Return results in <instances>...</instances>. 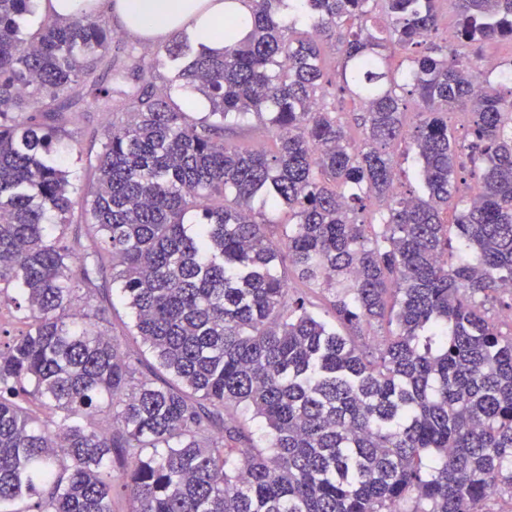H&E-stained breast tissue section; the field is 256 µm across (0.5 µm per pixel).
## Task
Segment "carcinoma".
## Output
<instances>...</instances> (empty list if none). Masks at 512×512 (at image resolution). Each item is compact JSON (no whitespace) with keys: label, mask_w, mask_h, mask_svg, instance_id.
<instances>
[{"label":"carcinoma","mask_w":512,"mask_h":512,"mask_svg":"<svg viewBox=\"0 0 512 512\" xmlns=\"http://www.w3.org/2000/svg\"><path fill=\"white\" fill-rule=\"evenodd\" d=\"M38 2L0 0V512H112L116 484L133 512H478L512 489V333L484 311L512 309V80L472 62L512 42V0H239L249 30L225 17L224 48L183 30L164 59L120 63L87 8L26 31ZM75 82L133 120L70 171L51 144ZM176 87L208 114L190 119ZM248 114L273 148L224 139ZM402 143L420 195L398 181ZM257 196L288 208L283 238ZM106 268L171 379L136 377L97 329ZM384 319V347L360 344ZM239 406L270 442L232 463ZM117 448L133 449L118 476Z\"/></svg>","instance_id":"carcinoma-1"}]
</instances>
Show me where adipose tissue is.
I'll list each match as a JSON object with an SVG mask.
<instances>
[{"instance_id":"1","label":"adipose tissue","mask_w":512,"mask_h":512,"mask_svg":"<svg viewBox=\"0 0 512 512\" xmlns=\"http://www.w3.org/2000/svg\"><path fill=\"white\" fill-rule=\"evenodd\" d=\"M119 29L150 41L169 40L189 25L213 28L224 23V0H91Z\"/></svg>"}]
</instances>
